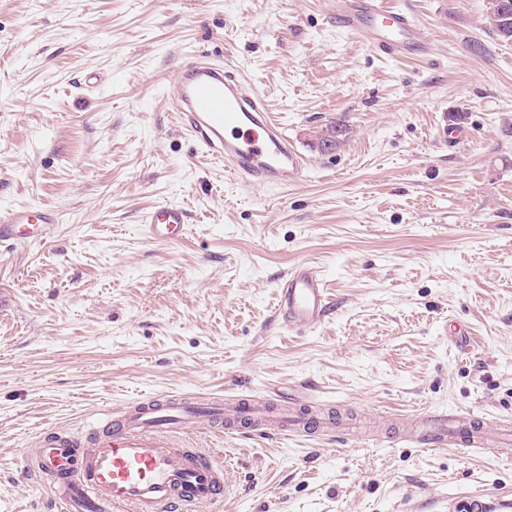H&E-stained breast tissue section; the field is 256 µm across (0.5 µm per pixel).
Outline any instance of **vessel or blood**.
Instances as JSON below:
<instances>
[{"label": "vessel or blood", "mask_w": 512, "mask_h": 512, "mask_svg": "<svg viewBox=\"0 0 512 512\" xmlns=\"http://www.w3.org/2000/svg\"><path fill=\"white\" fill-rule=\"evenodd\" d=\"M330 20L376 54L400 58L427 56L435 45L413 14L387 0H325ZM183 130L226 174L247 186L288 188L306 178L307 161L269 112L263 90L237 66L216 65L193 56L180 66L167 95ZM58 218L45 207L22 206L0 213V244L49 237ZM144 222L153 238L185 235L186 212L162 203ZM331 301L320 272L306 264L291 268L282 282L274 319L293 333L320 324ZM209 417L216 424L235 419L262 435L299 431L304 408L244 398L232 406L186 397L156 396L104 410L87 444L66 433L39 439L23 465L25 474L47 479L59 512H195L199 505L223 502L230 465L197 451H184L179 437L190 420ZM421 445L495 448L499 441L475 413L427 417L411 434Z\"/></svg>", "instance_id": "b4317fda"}]
</instances>
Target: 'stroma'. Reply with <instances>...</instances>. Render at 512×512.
<instances>
[{
	"label": "stroma",
	"instance_id": "obj_1",
	"mask_svg": "<svg viewBox=\"0 0 512 512\" xmlns=\"http://www.w3.org/2000/svg\"><path fill=\"white\" fill-rule=\"evenodd\" d=\"M395 3L432 55L378 56L323 0H0V211L58 214L46 240L0 248V512H57L16 472L45 432L168 393L342 416V440L199 419L184 449L236 466L224 504L198 512L512 499V456L402 430L470 410L512 424V41L488 31L486 0ZM200 52L262 88L309 162L300 185L243 187L184 134L163 96ZM334 124L347 137L321 150ZM159 203L186 210L182 239L148 234ZM302 262L332 310L284 334L277 290Z\"/></svg>",
	"mask_w": 512,
	"mask_h": 512
}]
</instances>
